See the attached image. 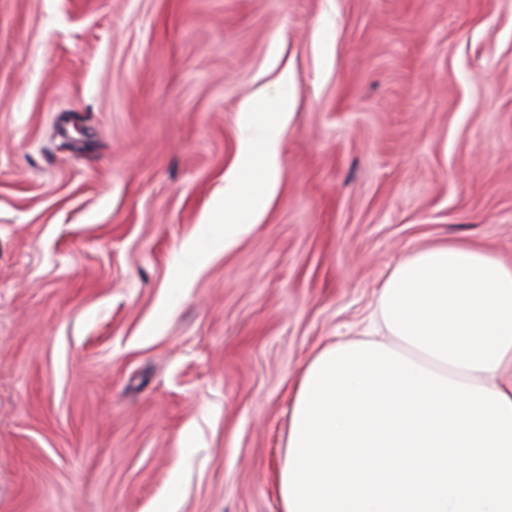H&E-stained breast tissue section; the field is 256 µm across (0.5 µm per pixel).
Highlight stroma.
Segmentation results:
<instances>
[{"instance_id": "stroma-1", "label": "stroma", "mask_w": 512, "mask_h": 512, "mask_svg": "<svg viewBox=\"0 0 512 512\" xmlns=\"http://www.w3.org/2000/svg\"><path fill=\"white\" fill-rule=\"evenodd\" d=\"M449 239L512 257V0H0V512H282L304 367ZM288 100L278 112H266L262 97L246 101L239 114L240 141L235 164L224 177V238L203 236L195 244L198 257L222 245L224 250L248 233L270 198L280 177L279 144L282 124L289 119ZM248 201L246 207L239 206Z\"/></svg>"}]
</instances>
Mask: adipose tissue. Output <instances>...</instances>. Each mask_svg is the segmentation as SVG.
<instances>
[{"mask_svg": "<svg viewBox=\"0 0 512 512\" xmlns=\"http://www.w3.org/2000/svg\"><path fill=\"white\" fill-rule=\"evenodd\" d=\"M288 102L239 114L224 236L257 223L280 177ZM366 338L333 342L297 383L282 512H512V261L464 241L398 262Z\"/></svg>", "mask_w": 512, "mask_h": 512, "instance_id": "1", "label": "adipose tissue"}]
</instances>
